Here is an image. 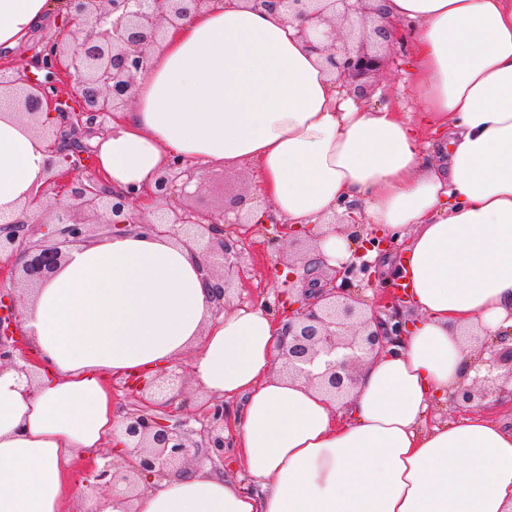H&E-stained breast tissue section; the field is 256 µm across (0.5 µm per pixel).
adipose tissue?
I'll use <instances>...</instances> for the list:
<instances>
[{"label":"adipose tissue","instance_id":"ef3b65f1","mask_svg":"<svg viewBox=\"0 0 512 512\" xmlns=\"http://www.w3.org/2000/svg\"><path fill=\"white\" fill-rule=\"evenodd\" d=\"M384 7L409 25L420 118L448 131L442 162L399 106L345 99L283 14L224 0L151 50L133 107L94 143L96 168L148 215L173 157L251 161L252 191L278 221L314 228L328 271L354 252L329 216L365 206L367 223L409 239L398 278L419 320L338 405L276 373L284 321L265 302L216 314L202 257L172 236L115 230L74 248L25 300L37 365L0 363V512H63L77 461L103 466L121 418L108 378L186 353L195 387L241 403L228 433L252 491L191 465L94 512H512V423L465 406L427 424L512 330V0ZM51 8L0 0V45L22 44ZM56 161L0 113V224L39 219L29 202Z\"/></svg>","mask_w":512,"mask_h":512}]
</instances>
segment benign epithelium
Returning a JSON list of instances; mask_svg holds the SVG:
<instances>
[{"label":"benign epithelium","mask_w":512,"mask_h":512,"mask_svg":"<svg viewBox=\"0 0 512 512\" xmlns=\"http://www.w3.org/2000/svg\"><path fill=\"white\" fill-rule=\"evenodd\" d=\"M216 0H63L67 16L80 27L64 42L52 41L35 55L38 79L29 75L12 77L0 73V106H8L42 139L54 143V154L68 163L47 172L33 200L42 217L31 222L25 216L0 225V253H18L24 261L18 268L17 284L31 287L51 278L60 268L65 247L86 241L90 226L106 224L125 228L140 224L156 233L164 230L184 244L199 247L206 258L204 272L217 280L216 312L230 305L233 285L247 279L237 261L241 241L224 234V216H216L177 202L191 182L184 161L174 159L150 191L158 201L154 218H134L133 195L116 192L99 179L85 175L91 157L88 137L105 125L115 112L130 108L138 76L147 70L149 52L173 28L192 15L203 13ZM369 0H246L254 11H280L300 21L298 37L307 46L325 55L336 70L341 86L350 93L368 94L365 81L387 63L383 51L401 43L403 30L389 20L382 7L367 5ZM345 31L341 49H336V27ZM55 113L56 124L41 121L42 109ZM240 194L233 200V223L249 224L252 209ZM54 226V240L31 242L33 226ZM388 246L377 235L361 241L354 261L324 280L317 277V246L288 260L290 278L303 270L302 292L315 286L310 301L288 293L289 337L282 371L302 378L339 403L357 382L361 362L377 355L384 340L404 334L408 319L400 314L402 300L397 292L367 307L361 296V283L376 280L367 252ZM222 255L220 269L212 265L214 253ZM23 331V313L17 302L0 299V362L26 357L17 336ZM328 357L325 370L315 374L317 358ZM486 373L451 396L454 404L463 402L477 409L502 400L500 380H512V333L495 337ZM185 375L174 367L162 370L150 383L135 387L139 405L125 413L113 432L116 445L136 454L132 464L111 460L93 471L94 484L131 494L140 482L161 478L205 458L224 462V401L214 399L199 408L205 423L198 430L184 417ZM512 397V391L507 393Z\"/></svg>","instance_id":"benign-epithelium-1"}]
</instances>
